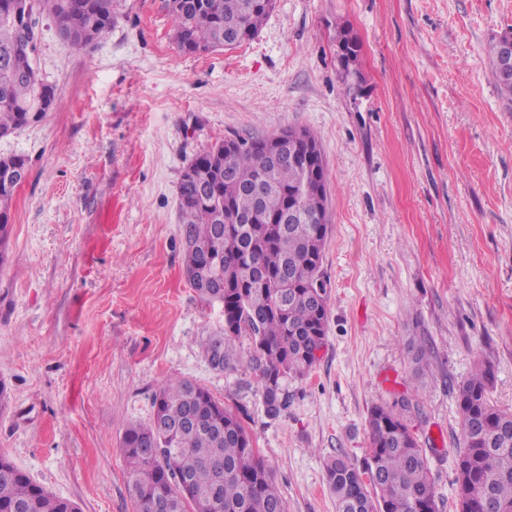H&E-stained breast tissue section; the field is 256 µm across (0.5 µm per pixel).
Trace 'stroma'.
<instances>
[{
  "label": "stroma",
  "mask_w": 512,
  "mask_h": 512,
  "mask_svg": "<svg viewBox=\"0 0 512 512\" xmlns=\"http://www.w3.org/2000/svg\"><path fill=\"white\" fill-rule=\"evenodd\" d=\"M340 24L360 41L358 91ZM39 28L55 104L0 138L29 166L0 263V455L80 512H138L124 431L188 379L241 417L288 512H335L325 460L364 465L369 410L401 399L441 512H457L456 390L475 363L512 411V99L486 53L512 0H275L253 40L201 55L180 51L163 0H119L111 33L80 52ZM288 127L327 165L329 323L271 418L250 337L224 371L202 353L224 308L185 277L177 192L215 141Z\"/></svg>",
  "instance_id": "1"
}]
</instances>
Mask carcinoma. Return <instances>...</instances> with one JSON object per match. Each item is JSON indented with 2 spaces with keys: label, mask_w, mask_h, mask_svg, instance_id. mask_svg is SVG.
<instances>
[{
  "label": "carcinoma",
  "mask_w": 512,
  "mask_h": 512,
  "mask_svg": "<svg viewBox=\"0 0 512 512\" xmlns=\"http://www.w3.org/2000/svg\"><path fill=\"white\" fill-rule=\"evenodd\" d=\"M13 0H0V136L39 121L54 104L55 89L33 65L29 36L10 16ZM29 12L52 18L75 50L103 40L119 17V0H21ZM180 49L197 54L239 46L259 32L274 0H165ZM336 43L351 57L360 43L336 26ZM261 137L234 135L211 144L183 171L178 204L184 271L206 302L224 304V332L202 341L210 365L224 370L233 341H253L249 364L260 380L262 403L275 418L288 406L285 381L315 367L326 340L328 283L322 272L330 225L326 165L318 177L246 144ZM29 171L21 155L0 156V260L10 234L16 189L6 175ZM264 183L261 194L253 192ZM294 222H288V212ZM494 372L478 363L457 387L461 442L455 458L458 512H512V411L492 402ZM153 419L131 424L122 452L128 492L139 512L167 504L171 512H287L270 472L240 418L188 380L155 393ZM369 458L360 468L342 453L324 462L336 512H439L426 452L407 417L373 406L367 417ZM75 505L34 484L22 471L0 473V512H73Z\"/></svg>",
  "instance_id": "carcinoma-1"
}]
</instances>
